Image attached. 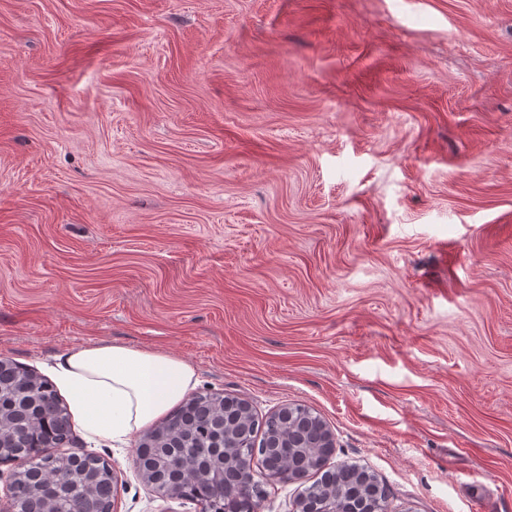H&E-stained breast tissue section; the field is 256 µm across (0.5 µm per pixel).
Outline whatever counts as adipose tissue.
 Segmentation results:
<instances>
[{
	"instance_id": "obj_1",
	"label": "adipose tissue",
	"mask_w": 512,
	"mask_h": 512,
	"mask_svg": "<svg viewBox=\"0 0 512 512\" xmlns=\"http://www.w3.org/2000/svg\"><path fill=\"white\" fill-rule=\"evenodd\" d=\"M54 373L87 430L111 440L150 424L197 385L190 364L118 344L89 345L58 356Z\"/></svg>"
}]
</instances>
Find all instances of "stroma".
<instances>
[{
    "instance_id": "1",
    "label": "stroma",
    "mask_w": 512,
    "mask_h": 512,
    "mask_svg": "<svg viewBox=\"0 0 512 512\" xmlns=\"http://www.w3.org/2000/svg\"><path fill=\"white\" fill-rule=\"evenodd\" d=\"M104 342L512 512V0H0V360Z\"/></svg>"
}]
</instances>
